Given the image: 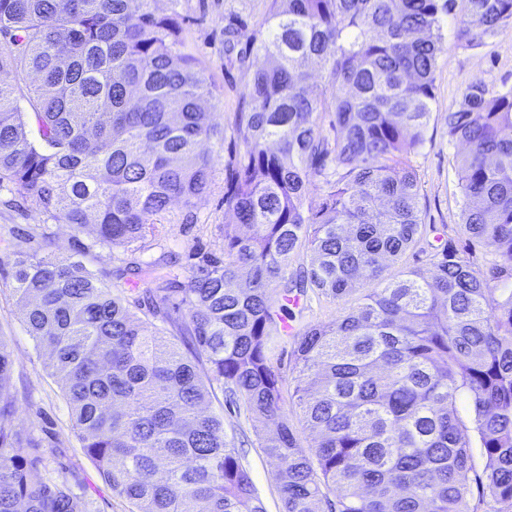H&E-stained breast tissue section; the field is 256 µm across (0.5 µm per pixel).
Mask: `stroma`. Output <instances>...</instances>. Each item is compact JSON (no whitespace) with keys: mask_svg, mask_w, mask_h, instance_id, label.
Instances as JSON below:
<instances>
[{"mask_svg":"<svg viewBox=\"0 0 512 512\" xmlns=\"http://www.w3.org/2000/svg\"><path fill=\"white\" fill-rule=\"evenodd\" d=\"M271 0H154L157 14L172 16L181 24L182 50L201 68L210 93L201 105L225 132L223 145L212 147L215 158L208 189L192 207L176 202L171 211L175 223L164 228L162 245L134 254V261L153 263L158 273L174 272L179 287H187L195 254L222 253L223 225L234 223L225 211L224 164L236 145L250 135L246 125L237 124L235 114L245 105L254 70L262 58L253 48V37L267 17ZM457 12L442 19L444 49L435 70V100L428 118L425 141L412 157L420 178L421 218L427 226L416 248L392 265L389 276L427 264L431 255L450 243L466 252L474 266L485 269L496 259L492 247L471 238L461 220L462 195L458 186L457 163L463 151L448 137L445 119L455 111L462 90L481 81L497 90L512 89V26L477 48H467L455 38ZM94 224L73 231L51 221L32 202L19 197L8 182L0 183V337L11 351L13 368L9 385L14 395V425L30 434L51 453V476L62 475L68 488L84 496L91 512H129V504L113 495L98 468L89 460L72 426L61 389L48 370L49 358L26 331L22 311L11 293L6 272L17 254L61 258L73 254L79 244L91 245L85 264L105 281L115 283L118 265L108 249L94 246ZM359 292L337 301L306 292L302 303L291 311L294 335L278 340L277 366L286 391L297 385V333L351 312L359 303ZM210 411L223 415L224 436L240 443L243 465L252 473L266 512H282L279 489L264 454L254 441V431L244 414L229 406L223 393H216Z\"/></svg>","mask_w":512,"mask_h":512,"instance_id":"obj_1","label":"stroma"}]
</instances>
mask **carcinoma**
<instances>
[{
	"mask_svg": "<svg viewBox=\"0 0 512 512\" xmlns=\"http://www.w3.org/2000/svg\"><path fill=\"white\" fill-rule=\"evenodd\" d=\"M130 2L0 0V73L11 75L0 81V182L56 224L79 231L96 216L80 255L158 244L172 202L188 207L207 188L213 157L199 145L224 142L179 21ZM462 2L467 47L512 25V0ZM455 3L272 0L255 40L264 61L236 113L251 135L224 165V210L238 223L224 225L222 255L192 265L189 287L168 273L144 304L80 260L12 262L27 332L48 351L85 454L130 512H266L224 417L203 408L217 388L251 420L283 512H472L475 495L512 512V289L499 287L512 280V90L474 82L446 119L466 146L463 224L498 263L482 271L446 244L430 266L386 275L422 234L410 156ZM301 251L310 267L290 278ZM120 262L129 286L153 271ZM242 269L248 287L235 288ZM308 288L332 301L361 291L355 310L298 337L311 448L275 367L288 299ZM173 311L186 317L181 336L166 334ZM12 366L0 338V512H91L15 429Z\"/></svg>",
	"mask_w": 512,
	"mask_h": 512,
	"instance_id": "1",
	"label": "carcinoma"
}]
</instances>
